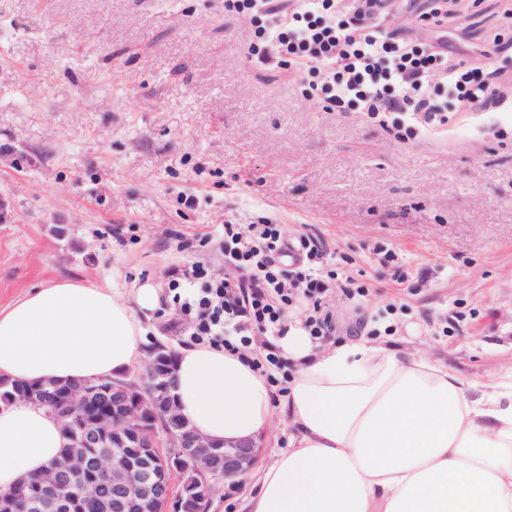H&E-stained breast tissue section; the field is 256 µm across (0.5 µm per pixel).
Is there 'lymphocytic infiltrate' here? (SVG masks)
I'll list each match as a JSON object with an SVG mask.
<instances>
[{
    "mask_svg": "<svg viewBox=\"0 0 512 512\" xmlns=\"http://www.w3.org/2000/svg\"><path fill=\"white\" fill-rule=\"evenodd\" d=\"M224 7L252 31L254 60L288 67L307 82L310 100L332 112L388 117L410 135L407 113L441 127L452 113L512 101V89L494 82L487 65L449 63L447 51L388 29L389 0H224ZM222 250L235 276L208 278L198 263L168 283L185 291L178 304L194 341L239 352L256 335H286L295 311L304 312L313 340L336 332L324 281L337 273L324 268L322 242L288 238L272 221L228 224Z\"/></svg>",
    "mask_w": 512,
    "mask_h": 512,
    "instance_id": "obj_1",
    "label": "lymphocytic infiltrate"
}]
</instances>
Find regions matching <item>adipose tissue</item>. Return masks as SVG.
I'll return each mask as SVG.
<instances>
[{"instance_id":"1","label":"adipose tissue","mask_w":512,"mask_h":512,"mask_svg":"<svg viewBox=\"0 0 512 512\" xmlns=\"http://www.w3.org/2000/svg\"><path fill=\"white\" fill-rule=\"evenodd\" d=\"M151 280L105 288L62 279L0 308V377L22 383L106 378L144 355ZM278 345L297 371L277 394L251 352L189 342L172 394L212 442L255 439L290 412L288 447L260 466L243 512H512V378L474 384L440 360L359 340L316 347L296 325ZM64 445L34 403L0 409V491Z\"/></svg>"}]
</instances>
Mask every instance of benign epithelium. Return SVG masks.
<instances>
[{"label": "benign epithelium", "instance_id": "1", "mask_svg": "<svg viewBox=\"0 0 512 512\" xmlns=\"http://www.w3.org/2000/svg\"><path fill=\"white\" fill-rule=\"evenodd\" d=\"M174 352L163 343L135 372L112 383L85 381L61 404L33 388L18 399L41 402L62 419L63 459L0 491L3 512H210L214 496L256 465L260 445L219 446L184 423L163 364ZM127 451L110 450L113 435Z\"/></svg>", "mask_w": 512, "mask_h": 512}]
</instances>
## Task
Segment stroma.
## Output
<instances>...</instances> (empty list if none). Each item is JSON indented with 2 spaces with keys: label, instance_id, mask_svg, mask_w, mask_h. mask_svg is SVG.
I'll use <instances>...</instances> for the list:
<instances>
[{
  "label": "stroma",
  "instance_id": "35a3bbf8",
  "mask_svg": "<svg viewBox=\"0 0 512 512\" xmlns=\"http://www.w3.org/2000/svg\"><path fill=\"white\" fill-rule=\"evenodd\" d=\"M441 36L512 81L506 0H448ZM250 41L224 0H0V306L58 279L231 277L225 221L274 215L370 290L327 280L334 342L362 322L475 382L512 370V109L400 140L312 105ZM189 332L163 297L148 342Z\"/></svg>",
  "mask_w": 512,
  "mask_h": 512
}]
</instances>
